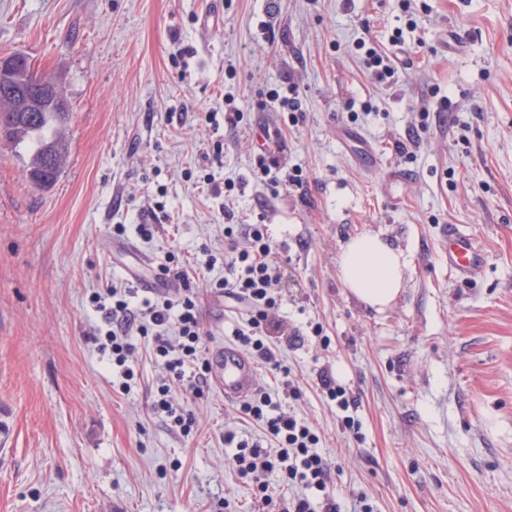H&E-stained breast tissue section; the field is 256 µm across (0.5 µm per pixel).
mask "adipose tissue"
Returning a JSON list of instances; mask_svg holds the SVG:
<instances>
[{
    "label": "adipose tissue",
    "instance_id": "ef3b65f1",
    "mask_svg": "<svg viewBox=\"0 0 512 512\" xmlns=\"http://www.w3.org/2000/svg\"><path fill=\"white\" fill-rule=\"evenodd\" d=\"M407 267L405 253L379 234L353 237L340 253V275L348 292L378 312L400 296Z\"/></svg>",
    "mask_w": 512,
    "mask_h": 512
}]
</instances>
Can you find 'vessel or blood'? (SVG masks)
<instances>
[{"label":"vessel or blood","mask_w":512,"mask_h":512,"mask_svg":"<svg viewBox=\"0 0 512 512\" xmlns=\"http://www.w3.org/2000/svg\"><path fill=\"white\" fill-rule=\"evenodd\" d=\"M448 265L462 278L475 277L486 260L484 248L457 225H445L441 232ZM209 380L225 401L237 402L250 397L258 388L254 365L242 351L231 345L213 347L209 353Z\"/></svg>","instance_id":"obj_1"}]
</instances>
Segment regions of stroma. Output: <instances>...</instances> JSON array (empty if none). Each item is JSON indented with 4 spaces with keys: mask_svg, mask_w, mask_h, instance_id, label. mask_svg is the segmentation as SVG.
Listing matches in <instances>:
<instances>
[{
    "mask_svg": "<svg viewBox=\"0 0 512 512\" xmlns=\"http://www.w3.org/2000/svg\"><path fill=\"white\" fill-rule=\"evenodd\" d=\"M0 0V56L53 74L71 111L55 185L34 188L26 146L0 142V512H259L224 432L263 438L213 389L172 394L198 431L152 410L163 375L136 338L122 391L96 337L92 291L127 282L125 240L224 257V185L243 224L278 249L273 347L301 390L258 370L284 410L318 431L343 512H512V0ZM390 58L375 83L359 42ZM296 86L297 116L270 108ZM241 120L228 122L225 112ZM278 138L277 172L254 179ZM411 141L409 154L396 142ZM163 203L152 239L150 205ZM475 237L482 275L440 252L442 225ZM383 233L408 258L391 307L346 291L340 249ZM203 344H234L249 311L201 291ZM303 341L288 347L284 331ZM329 368L357 397L359 435L317 387Z\"/></svg>",
    "mask_w": 512,
    "mask_h": 512,
    "instance_id": "1",
    "label": "stroma"
}]
</instances>
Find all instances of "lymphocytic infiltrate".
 <instances>
[{"instance_id":"obj_1","label":"lymphocytic infiltrate","mask_w":512,"mask_h":512,"mask_svg":"<svg viewBox=\"0 0 512 512\" xmlns=\"http://www.w3.org/2000/svg\"><path fill=\"white\" fill-rule=\"evenodd\" d=\"M224 274L214 276L215 258L204 263L210 274L206 287L223 292L226 297L245 303L250 311L245 326L235 329L234 336L242 350L269 372L282 375L285 388H293L275 351L265 337L276 323L281 304L278 290L280 269L274 259L273 245L262 224H250L239 229L233 219L235 212L232 187L224 189ZM129 287H112L92 292L90 301L102 312L107 326L98 338L102 350L108 351L120 373L123 390H130L135 378L131 365L135 346L132 335L150 340L151 354L165 371L167 381L158 387L152 408L165 414L173 428L181 434H191L196 420L171 396L172 386H179L194 396H202L209 364L202 343V324L198 311V294L194 288H184L178 299L157 296L145 302L143 310L131 314ZM239 411L259 425L275 445L268 448L260 441L239 438L236 432L225 431L224 442L233 446L232 464L240 478L251 486L254 499L264 512H341L330 494L331 466L320 451L321 437L304 419L284 411L272 395L257 390L243 401ZM302 487L301 495L280 506L269 492L268 477Z\"/></svg>"}]
</instances>
